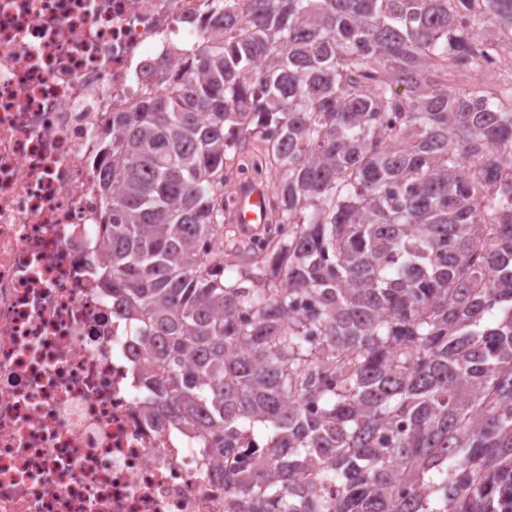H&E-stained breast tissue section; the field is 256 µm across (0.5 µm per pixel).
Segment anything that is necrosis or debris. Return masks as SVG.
<instances>
[{
	"mask_svg": "<svg viewBox=\"0 0 512 512\" xmlns=\"http://www.w3.org/2000/svg\"><path fill=\"white\" fill-rule=\"evenodd\" d=\"M208 0H0V512H224V461L152 417L97 285L110 112L163 87Z\"/></svg>",
	"mask_w": 512,
	"mask_h": 512,
	"instance_id": "necrosis-or-debris-1",
	"label": "necrosis or debris"
}]
</instances>
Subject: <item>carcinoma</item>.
I'll return each mask as SVG.
<instances>
[{"label": "carcinoma", "mask_w": 512, "mask_h": 512, "mask_svg": "<svg viewBox=\"0 0 512 512\" xmlns=\"http://www.w3.org/2000/svg\"><path fill=\"white\" fill-rule=\"evenodd\" d=\"M183 70L111 113L98 280L151 413L228 512H512V0H210ZM233 168L262 248L224 242ZM505 66L501 69L502 59L500 56H492L486 59L484 67L487 71L496 72H477L470 71H449L448 85L453 86L457 90L463 92H475L478 90H493L505 80H510L512 74L511 49L510 54L505 53Z\"/></svg>", "instance_id": "obj_1"}]
</instances>
